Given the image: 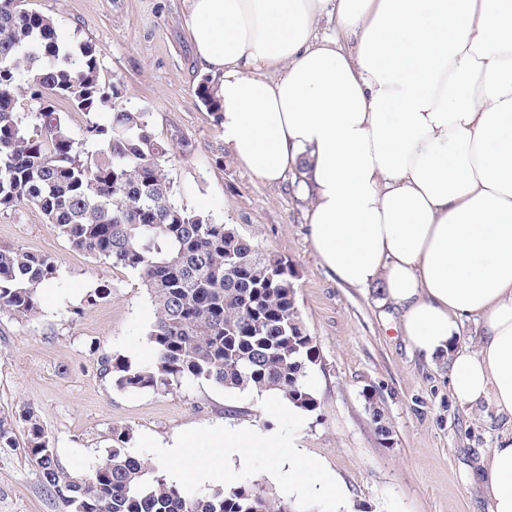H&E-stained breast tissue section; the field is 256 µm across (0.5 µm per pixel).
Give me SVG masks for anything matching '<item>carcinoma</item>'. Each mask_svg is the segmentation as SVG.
Returning <instances> with one entry per match:
<instances>
[{"label": "carcinoma", "instance_id": "obj_1", "mask_svg": "<svg viewBox=\"0 0 512 512\" xmlns=\"http://www.w3.org/2000/svg\"><path fill=\"white\" fill-rule=\"evenodd\" d=\"M197 97L217 108L209 80ZM59 100L88 114L107 101L95 47L62 41L55 22L24 0H0V209L37 208L73 249L136 272L154 305L151 360L106 356L100 373L124 390L165 392L201 379L227 390L275 391L313 410L307 369L317 351L298 316L288 262L260 252L237 225L173 201V148L155 139L147 113L114 112L77 140ZM27 106L31 131L21 117ZM89 141L97 145L92 154ZM56 274L45 257L0 249V309L37 316L39 289ZM19 424L42 483L72 512H296L255 486L188 496L128 452L126 428L113 430L107 458L76 479L59 468L29 409L0 416V446L13 445Z\"/></svg>", "mask_w": 512, "mask_h": 512}]
</instances>
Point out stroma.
Listing matches in <instances>:
<instances>
[{
	"instance_id": "1",
	"label": "stroma",
	"mask_w": 512,
	"mask_h": 512,
	"mask_svg": "<svg viewBox=\"0 0 512 512\" xmlns=\"http://www.w3.org/2000/svg\"><path fill=\"white\" fill-rule=\"evenodd\" d=\"M53 19L60 38L96 47L102 81L115 93L101 112L58 102L74 138L111 113H148L157 140L175 148L173 198L215 222L238 225L293 272L299 318L318 360L308 369L317 400L296 441L344 483L347 512H490L480 464L512 436V416L487 401L460 405L447 364L430 363L377 307L375 290L336 284L308 239V206L293 182L268 186L224 149L214 114L196 96L203 79L181 0H26ZM52 260L56 279L26 318L0 310V414L32 408L60 468L83 478L107 457L112 431L169 441L202 426L277 428L256 394L200 380L166 392H134L101 375V356L132 359L150 343L151 298L137 274L72 249L35 208L0 210V248ZM106 294L95 303V289ZM383 421L375 423L372 412ZM389 436H382L381 426ZM26 435L0 447V512H70L26 455Z\"/></svg>"
}]
</instances>
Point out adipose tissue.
Here are the masks:
<instances>
[{
	"mask_svg": "<svg viewBox=\"0 0 512 512\" xmlns=\"http://www.w3.org/2000/svg\"><path fill=\"white\" fill-rule=\"evenodd\" d=\"M182 7L232 157L266 185L297 176L320 264L376 288L458 403L512 415V0ZM483 477L490 512H512V438Z\"/></svg>",
	"mask_w": 512,
	"mask_h": 512,
	"instance_id": "1",
	"label": "adipose tissue"
}]
</instances>
